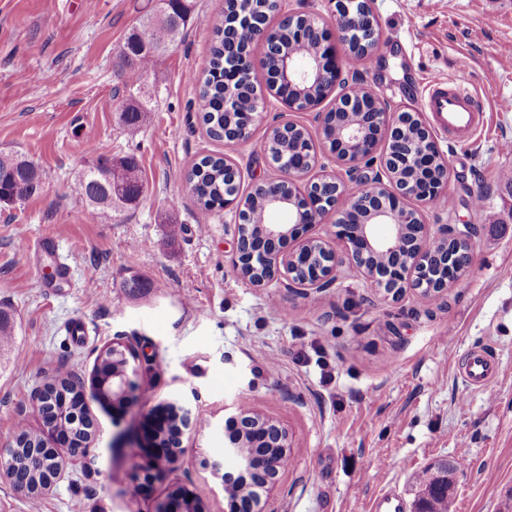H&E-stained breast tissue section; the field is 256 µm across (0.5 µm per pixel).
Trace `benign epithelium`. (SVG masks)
<instances>
[{"instance_id":"benign-epithelium-1","label":"benign epithelium","mask_w":512,"mask_h":512,"mask_svg":"<svg viewBox=\"0 0 512 512\" xmlns=\"http://www.w3.org/2000/svg\"><path fill=\"white\" fill-rule=\"evenodd\" d=\"M356 0H336V14L327 25L319 18L293 14L302 17L307 23L298 30V38L315 39L317 43L312 52V63L301 65L280 45L277 30L271 27L263 29L260 39L267 48L264 58L270 68L275 86L300 88L330 80L338 85L342 75L340 48L348 45L351 34L374 27L369 7L352 12L351 5ZM252 70L250 56L243 54L235 68L237 87L243 89L245 75ZM260 103L245 114L242 122L227 129L225 139L229 143L246 142L250 139L253 126L261 119ZM412 118L420 120L421 130L425 133L422 141L409 140L400 143L399 156L384 154L378 166L368 162L376 154L373 134L384 129L395 130L400 127V114L390 112H361L351 117L350 112L318 113L320 127H325L327 118L336 126L337 156L349 164L346 174L349 180L357 183L352 190L338 177H325L317 182L318 191H312V184L304 183L313 164L304 159L300 162L279 157L274 161L283 177L279 180H262L248 195L238 194L233 201L224 202V209L234 216L237 226L233 268L247 279L256 270L263 271L259 279L251 281L254 287H263L274 281L285 279L290 288H326L336 278L337 268L342 258L325 242L317 238H308L297 247L288 248V241L298 237L299 227L315 224L331 213L336 214V238L344 246V254L361 269L383 292L393 299L402 297L407 289L413 288L427 297H438L448 288V278L429 281L430 271L447 265L448 242L452 240L466 242L469 250L464 252L462 267L471 260L472 232L469 226L459 228L455 224L443 226L439 233L430 232L423 224L417 210L408 207L405 200L414 198L423 201L430 197L437 187L428 182L418 185L404 183L395 177L393 167L412 165L427 167L430 164L431 151L426 145L434 143L431 132L421 114L411 113ZM288 184L299 192L302 200L300 213H289L291 223L276 224L267 219L250 226L241 223L240 214L247 209V197L265 198L273 205L281 202L279 186ZM112 357L123 361L121 368L112 372V376L103 379L95 373L98 395L101 399L129 400L134 390V382L129 376L131 349L122 341L116 340L109 345ZM59 402L68 404L66 394L50 392L41 388L37 397V406L47 428L60 434L63 443L76 457L83 452L87 443H75L74 432L61 427L56 416L47 412L48 405ZM236 421L241 432L224 442L222 458L201 461L204 468L221 480L224 494L235 496V512H267L266 502L269 492L275 487L279 473L284 469L283 460L288 458V430L280 422L265 417L251 408L237 407ZM163 421L174 419L177 430L167 453L157 455L155 467L161 472L167 467L177 465L182 457L178 447L185 432H193L201 422L200 413L188 402L174 400L162 408ZM248 448H268L267 453L255 466L253 456L246 452ZM35 457L45 473L42 490L52 487L60 478L66 461L55 448L40 446ZM231 458L238 468L248 472H258L256 487H242L237 490L224 481V459Z\"/></svg>"}]
</instances>
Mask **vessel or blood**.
<instances>
[{"instance_id": "vessel-or-blood-1", "label": "vessel or blood", "mask_w": 512, "mask_h": 512, "mask_svg": "<svg viewBox=\"0 0 512 512\" xmlns=\"http://www.w3.org/2000/svg\"><path fill=\"white\" fill-rule=\"evenodd\" d=\"M425 108L434 118L436 127L444 133L459 138H470L480 120L469 92L460 86H451L445 80H434L425 98ZM498 362L489 349L470 352L463 363L460 375L471 390L487 388L495 376Z\"/></svg>"}]
</instances>
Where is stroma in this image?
I'll use <instances>...</instances> for the list:
<instances>
[{
	"mask_svg": "<svg viewBox=\"0 0 512 512\" xmlns=\"http://www.w3.org/2000/svg\"><path fill=\"white\" fill-rule=\"evenodd\" d=\"M155 0H0V151L42 172L30 199L0 205V311L15 345L0 355V448L25 424L59 445L36 393L58 373L82 385L96 434L48 492L31 497L0 479V512H154L192 492L202 512H228L202 457L219 456L231 408L250 407L289 431L291 463L270 512H370L383 491L414 512L417 477L442 459L463 462L455 512H512V0H370L380 32L373 60L344 65L392 108L421 112L434 77L465 87L483 124L468 139L432 137L449 161L446 204L409 200L431 232L474 227L461 277L435 300L391 299L350 261L327 288H257L232 266L234 226L223 211L206 228L186 188L193 163L223 155L240 189L280 176L258 143L271 125L318 129V110H286L265 96L251 140L211 138L189 81L208 61L222 0H195L185 40L141 78L149 112L138 135L120 120L119 51ZM103 141L135 156L144 175L136 209L87 219L71 187ZM480 194L481 209L472 196ZM140 276L144 288L127 286ZM85 327L82 340L68 333ZM131 344L133 405L102 403L95 360L113 340ZM490 347L498 373L489 391L466 389L457 371ZM181 396L214 425L184 434L180 463L152 477L151 451L128 431Z\"/></svg>",
	"mask_w": 512,
	"mask_h": 512,
	"instance_id": "1",
	"label": "stroma"
}]
</instances>
